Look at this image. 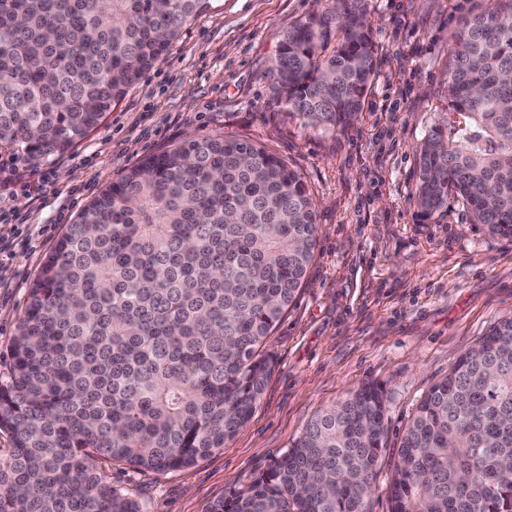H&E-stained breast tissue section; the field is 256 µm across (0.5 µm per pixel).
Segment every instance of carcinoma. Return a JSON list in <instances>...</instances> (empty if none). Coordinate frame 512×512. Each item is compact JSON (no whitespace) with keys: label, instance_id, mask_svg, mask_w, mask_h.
<instances>
[{"label":"carcinoma","instance_id":"cac0c4a2","mask_svg":"<svg viewBox=\"0 0 512 512\" xmlns=\"http://www.w3.org/2000/svg\"><path fill=\"white\" fill-rule=\"evenodd\" d=\"M213 0H0V152L48 165L152 70ZM460 15L448 105L419 149L426 222L460 201L512 237V0ZM312 126L345 125L376 74L368 0L288 27L269 71ZM317 245L315 203L285 159L190 137L105 184L41 264L0 382V512H141L118 464L194 465L251 418L263 350ZM384 387L316 414L286 452L208 512H368ZM390 512H512V316L435 382L405 428Z\"/></svg>","mask_w":512,"mask_h":512}]
</instances>
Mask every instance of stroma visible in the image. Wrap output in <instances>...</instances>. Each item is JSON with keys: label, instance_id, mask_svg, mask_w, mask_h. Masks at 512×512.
<instances>
[{"label": "stroma", "instance_id": "stroma-1", "mask_svg": "<svg viewBox=\"0 0 512 512\" xmlns=\"http://www.w3.org/2000/svg\"><path fill=\"white\" fill-rule=\"evenodd\" d=\"M326 0H214L103 122L54 163L0 160V183L43 182L0 236V382L28 288L85 204L139 159L190 135L243 136L284 158L316 204L305 281L266 341L275 368L251 419L222 450L177 471L119 466L115 487L142 512H208L285 452L308 421L362 385L387 393L388 446L369 512H388L402 432L430 386L512 315V238L471 223L449 200L417 216L418 147L446 104L455 0H371L377 71L356 120L308 126L280 103L272 66L289 25Z\"/></svg>", "mask_w": 512, "mask_h": 512}]
</instances>
